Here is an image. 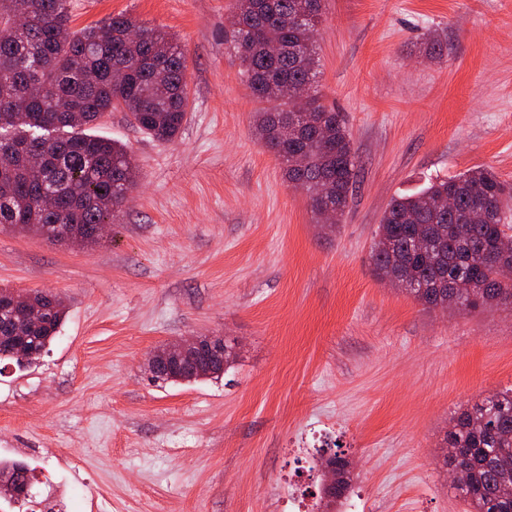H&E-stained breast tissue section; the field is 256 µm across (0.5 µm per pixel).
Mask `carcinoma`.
I'll use <instances>...</instances> for the list:
<instances>
[{"instance_id":"cac0c4a2","label":"carcinoma","mask_w":512,"mask_h":512,"mask_svg":"<svg viewBox=\"0 0 512 512\" xmlns=\"http://www.w3.org/2000/svg\"><path fill=\"white\" fill-rule=\"evenodd\" d=\"M322 0H236L230 48L256 101L259 142L281 160L288 183L305 192L311 211L334 212L341 222L353 195L357 165L341 113L311 92L317 77L313 33ZM0 225L39 233L52 243L66 232L82 242L110 224L134 187V162L118 141L87 132L109 112L122 110L143 133L171 141L187 120L186 55L166 32L119 14L79 29L71 26L69 0H0ZM42 158L31 176L27 158ZM453 196L455 209L440 206ZM512 190L490 168L436 179L412 194L394 196L372 247L373 271L409 285L407 293L429 309L458 303L472 311L512 305V268L504 243ZM423 234L427 244L415 247ZM45 308V324L31 328L0 314V360L23 334L38 360L57 338L66 306L54 293L30 292ZM448 470L467 477L458 489L473 512H512V391L492 393L459 411L446 434ZM15 501L32 485L28 465L0 460Z\"/></svg>"}]
</instances>
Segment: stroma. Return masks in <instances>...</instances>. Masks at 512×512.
<instances>
[{
  "mask_svg": "<svg viewBox=\"0 0 512 512\" xmlns=\"http://www.w3.org/2000/svg\"><path fill=\"white\" fill-rule=\"evenodd\" d=\"M233 0H69L74 28L123 13L173 34L187 121L171 142L126 113L136 186L98 243L0 227V288L62 296L48 351L0 362V459L32 469L0 512H317L323 449L353 463L330 512H470L441 445L455 413L512 389V306L425 309L374 278L393 196L491 167L512 187V0H323V104L359 175L341 224L317 223L278 158L225 41ZM448 42L427 59L425 43ZM223 334L222 378L159 385L151 352Z\"/></svg>",
  "mask_w": 512,
  "mask_h": 512,
  "instance_id": "1",
  "label": "stroma"
}]
</instances>
